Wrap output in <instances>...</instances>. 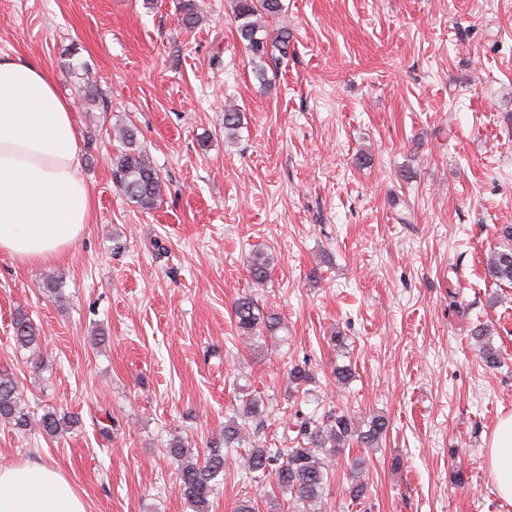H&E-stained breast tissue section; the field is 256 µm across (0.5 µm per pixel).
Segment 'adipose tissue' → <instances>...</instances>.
Here are the masks:
<instances>
[{
    "instance_id": "adipose-tissue-1",
    "label": "adipose tissue",
    "mask_w": 512,
    "mask_h": 512,
    "mask_svg": "<svg viewBox=\"0 0 512 512\" xmlns=\"http://www.w3.org/2000/svg\"><path fill=\"white\" fill-rule=\"evenodd\" d=\"M72 103L36 62L0 55V253L38 265L59 258L89 224ZM489 473L512 500V414L488 441ZM0 512H87L84 499L51 463L0 466Z\"/></svg>"
}]
</instances>
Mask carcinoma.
I'll use <instances>...</instances> for the list:
<instances>
[{"label":"carcinoma","mask_w":512,"mask_h":512,"mask_svg":"<svg viewBox=\"0 0 512 512\" xmlns=\"http://www.w3.org/2000/svg\"><path fill=\"white\" fill-rule=\"evenodd\" d=\"M283 10L282 0H236L235 21L237 33L251 56L255 73L265 77L263 62L268 55L267 40L258 37L265 28V19L279 15ZM181 24L192 29L199 21L196 0H182ZM242 124V112L236 106L224 109V135H236ZM121 150L112 157V179L123 195L136 206L151 210L162 194V179L145 150L137 142V131L129 124L118 129ZM501 237L506 241L493 251L486 260L487 274L497 280L512 284V227L501 228ZM270 258L256 250L249 254L247 270L251 279L263 284L267 281ZM236 328L242 335L254 340L257 335L267 332L274 334L283 328L281 318L276 314H263L252 296L238 297L232 306ZM15 339L22 347L38 345V333L34 325L23 314L15 322ZM289 378L295 391H300L312 382V373L307 366L294 365ZM261 415L259 400L251 398L242 409V422L235 420L224 425V437L214 442L203 455H193L185 442L170 443L169 454L178 465V487L181 496L195 509V512H209L211 497L217 494V478L224 475V449L234 444H247L245 477L261 485L266 495L279 493L288 497L294 512H306L321 505L327 496L331 477V458L342 454L350 441L354 440L365 448H372L387 434L389 421L383 415L372 417L367 430H362L341 408H336L320 418L308 417L297 425L293 439L296 446L289 448H260L251 444L246 429L248 422ZM0 420L25 430L31 425V414L25 400L19 393L15 377L5 370L0 371ZM65 417L55 411H46L39 420L42 434L54 437L64 425ZM364 459L358 457L349 464V498L358 502L365 497L367 485L361 474Z\"/></svg>","instance_id":"cac0c4a2"}]
</instances>
